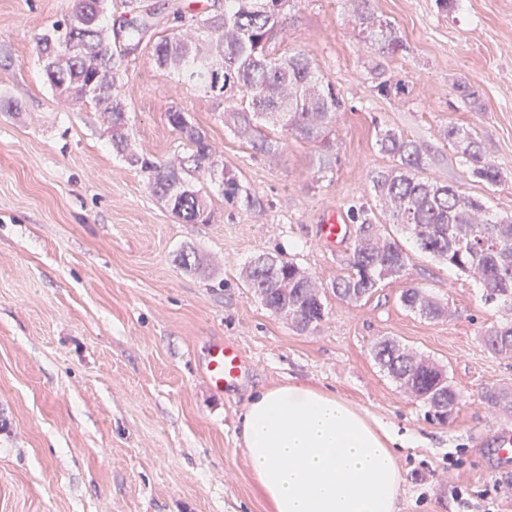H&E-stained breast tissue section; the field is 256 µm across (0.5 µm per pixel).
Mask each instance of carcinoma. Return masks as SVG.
<instances>
[{"label":"carcinoma","mask_w":512,"mask_h":512,"mask_svg":"<svg viewBox=\"0 0 512 512\" xmlns=\"http://www.w3.org/2000/svg\"><path fill=\"white\" fill-rule=\"evenodd\" d=\"M108 0H73L68 17L52 25L37 41L39 60L52 90L75 100L89 98L103 106L112 148L146 176L152 192L183 224H208L212 210L184 168L160 163L130 148L127 108L119 94L125 62L162 25L168 34L153 46L158 67L182 83L224 101V127L255 154L277 155L292 137L322 147L317 172L332 168L336 115L345 102L322 80L312 59L298 50L288 55L269 51L284 15L298 0H224V9L204 14L185 12L176 0H126L129 17L103 36ZM351 18L364 47L370 49L371 87L383 97L404 98L407 85L392 82L383 61L406 49L392 24L378 16L375 0H350ZM169 126L191 149L193 172L212 175L218 162L207 135L178 107L166 112ZM443 136L472 178L497 186L498 167L488 162L474 134L450 124ZM379 151L391 166L372 176L375 207L349 208L356 236L346 258L347 273L326 288L292 262L268 253L255 255L245 269V286L269 311L288 320L300 333L315 330L328 315L327 298L356 304L385 282L400 280L412 252L429 254L467 277H476L485 301L507 315L484 330L481 343L491 353L512 356V217L494 213L487 202L458 186L424 176L421 145L394 129L377 133ZM224 201L242 195L236 175L224 170L218 181ZM189 271L204 269L196 251L184 248L175 257ZM404 308L427 320L447 316L448 307L424 289L400 294ZM371 353L380 370L410 398L427 407L426 416L444 424L459 396L443 379L441 366L393 338L377 339ZM484 400L505 406L512 397L489 387Z\"/></svg>","instance_id":"carcinoma-1"}]
</instances>
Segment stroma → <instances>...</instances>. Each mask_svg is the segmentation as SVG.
I'll return each mask as SVG.
<instances>
[{"mask_svg": "<svg viewBox=\"0 0 512 512\" xmlns=\"http://www.w3.org/2000/svg\"><path fill=\"white\" fill-rule=\"evenodd\" d=\"M71 7L0 0V512H267L241 418L259 389L280 383L335 391L402 441L395 512H512V467L491 455L512 410L482 398L492 386L512 391V359L481 345L503 312L478 281L416 253L402 280L369 299L328 298L309 334L241 282L259 253L325 284L344 274L349 245L324 249L316 226L371 201L372 176L391 164L375 145L385 127L422 144L426 175L512 215V0H453L446 10L436 0H376L407 46L388 61L392 79L409 84L402 100L372 90L369 55L341 0H300L276 51H306L347 104L336 119V163L322 175L309 143L253 154L225 128L223 102L176 82L144 44L119 89L134 150L161 162L185 156L165 116L180 107L249 195L225 205L199 178L208 224L178 221L113 151L103 112L46 83L36 41ZM459 81L478 91L480 108L462 103ZM451 123L476 133L505 181L490 187L467 175L442 137ZM186 246L208 274L175 264ZM410 286L449 303L452 316L405 310L399 296ZM381 336L444 367L460 396L447 424L429 421L379 371L371 347ZM209 337L250 361L240 387L208 386L198 344Z\"/></svg>", "mask_w": 512, "mask_h": 512, "instance_id": "obj_1", "label": "stroma"}]
</instances>
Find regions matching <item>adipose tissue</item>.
Masks as SVG:
<instances>
[{
    "mask_svg": "<svg viewBox=\"0 0 512 512\" xmlns=\"http://www.w3.org/2000/svg\"><path fill=\"white\" fill-rule=\"evenodd\" d=\"M242 442L269 512L395 510V439L336 392L294 383L260 389L242 416Z\"/></svg>",
    "mask_w": 512,
    "mask_h": 512,
    "instance_id": "adipose-tissue-1",
    "label": "adipose tissue"
}]
</instances>
